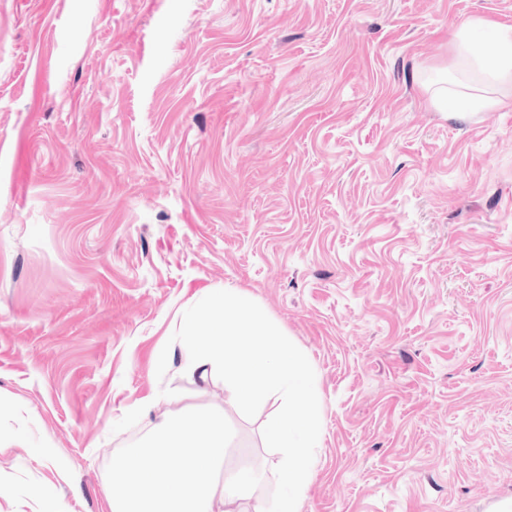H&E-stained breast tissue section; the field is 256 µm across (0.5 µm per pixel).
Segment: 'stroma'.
I'll return each instance as SVG.
<instances>
[{
  "instance_id": "stroma-1",
  "label": "stroma",
  "mask_w": 512,
  "mask_h": 512,
  "mask_svg": "<svg viewBox=\"0 0 512 512\" xmlns=\"http://www.w3.org/2000/svg\"><path fill=\"white\" fill-rule=\"evenodd\" d=\"M472 17L512 0H0V512H109L174 405L278 462L171 340L210 288L317 371L301 512L512 500V106L426 90ZM443 100H447L445 107L450 109V112H456L457 115L486 112L504 105V101L498 97L450 90L447 93L445 89H441L435 94V102L440 103Z\"/></svg>"
}]
</instances>
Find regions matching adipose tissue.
<instances>
[{
    "instance_id": "adipose-tissue-1",
    "label": "adipose tissue",
    "mask_w": 512,
    "mask_h": 512,
    "mask_svg": "<svg viewBox=\"0 0 512 512\" xmlns=\"http://www.w3.org/2000/svg\"><path fill=\"white\" fill-rule=\"evenodd\" d=\"M491 35L487 49L478 50L473 43L476 32ZM453 52L457 62L493 81H512V27H503L484 18L464 21L458 28Z\"/></svg>"
}]
</instances>
